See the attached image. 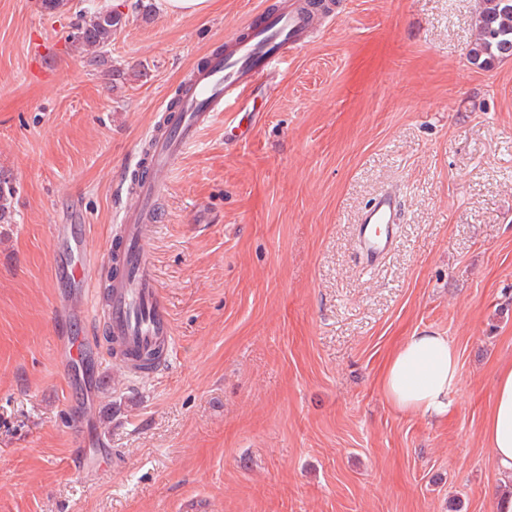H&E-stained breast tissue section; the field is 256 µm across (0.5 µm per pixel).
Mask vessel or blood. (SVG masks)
<instances>
[{
    "label": "vessel or blood",
    "mask_w": 512,
    "mask_h": 512,
    "mask_svg": "<svg viewBox=\"0 0 512 512\" xmlns=\"http://www.w3.org/2000/svg\"><path fill=\"white\" fill-rule=\"evenodd\" d=\"M332 11L328 5L310 13L298 0H280L275 11L256 13L244 33L227 41L223 53L193 68L177 112L169 124L152 127L139 152L137 166L145 175L119 213L107 251L110 277L100 280L96 260L87 256L72 263L71 277L88 293L91 323L101 324L110 336L114 359L128 374L155 377L168 367L174 347L173 316L149 258L148 237L149 227L159 221V202L174 163L218 113L230 111L256 82L304 48ZM399 221L400 201L390 192L377 195L361 211L357 230L367 264L391 248Z\"/></svg>",
    "instance_id": "b4317fda"
}]
</instances>
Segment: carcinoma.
Segmentation results:
<instances>
[{
  "instance_id": "carcinoma-1",
  "label": "carcinoma",
  "mask_w": 512,
  "mask_h": 512,
  "mask_svg": "<svg viewBox=\"0 0 512 512\" xmlns=\"http://www.w3.org/2000/svg\"><path fill=\"white\" fill-rule=\"evenodd\" d=\"M126 25V15L118 9H100L77 24L73 38L85 47L102 49ZM476 38L469 49V62L490 68L512 57V0H483L475 19ZM15 185L0 175V223H9V203Z\"/></svg>"
}]
</instances>
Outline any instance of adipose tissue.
I'll use <instances>...</instances> for the list:
<instances>
[{
  "label": "adipose tissue",
  "mask_w": 512,
  "mask_h": 512,
  "mask_svg": "<svg viewBox=\"0 0 512 512\" xmlns=\"http://www.w3.org/2000/svg\"><path fill=\"white\" fill-rule=\"evenodd\" d=\"M459 376V357L447 336L427 329L414 333L391 355L381 389L397 409L439 421L451 411L449 395ZM484 434L494 468L512 477V364L497 372Z\"/></svg>",
  "instance_id": "ef3b65f1"
}]
</instances>
